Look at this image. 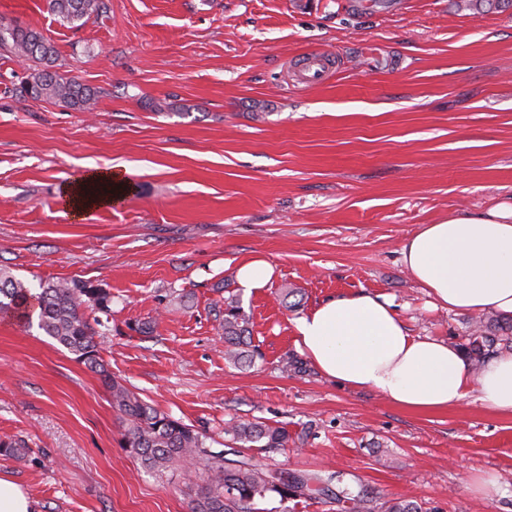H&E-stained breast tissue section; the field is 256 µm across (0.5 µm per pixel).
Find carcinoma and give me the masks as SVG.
Instances as JSON below:
<instances>
[{"label": "carcinoma", "instance_id": "1", "mask_svg": "<svg viewBox=\"0 0 512 512\" xmlns=\"http://www.w3.org/2000/svg\"><path fill=\"white\" fill-rule=\"evenodd\" d=\"M458 10H507L512 0H454ZM49 11L72 26L107 12L105 0H48ZM0 51L33 62L27 76L28 92L36 98L54 100L88 112L97 92L74 77L55 70L58 53L40 32L0 23ZM112 296L103 288L79 280H59L40 285L35 292L23 280L0 268V312L22 311L27 322L37 326L75 359L99 374L108 387L114 408L126 422L123 447L137 458L142 469L158 477L168 472L193 469L199 473L201 493L191 512H260L258 504L277 500H320L336 503L339 512H379L376 498L362 485L342 484L339 474L322 475L270 466L246 451L288 449L292 438L284 426L263 421L229 422L224 428V447L215 448L193 426L162 412L112 375L99 354L96 337L102 322L86 316V309L110 314ZM226 359L249 365L260 353L252 345L249 327L238 299H224ZM512 339V325L479 324L462 345L463 354L480 366L485 355L500 341Z\"/></svg>", "mask_w": 512, "mask_h": 512}]
</instances>
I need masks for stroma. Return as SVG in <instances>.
<instances>
[{
  "label": "stroma",
  "mask_w": 512,
  "mask_h": 512,
  "mask_svg": "<svg viewBox=\"0 0 512 512\" xmlns=\"http://www.w3.org/2000/svg\"><path fill=\"white\" fill-rule=\"evenodd\" d=\"M78 28L47 0H0V21L40 31L91 111L32 97L28 64L0 55V267L31 288L62 279L112 295L108 370L216 441L230 419L302 435L272 462L340 472L378 502L425 512H512V418L468 396L420 413L323 379L294 321L365 292L393 300L415 336L459 346L475 315L435 306L400 261L421 225L512 203V11L453 0H106ZM329 53L306 88L296 73ZM167 108L156 111L155 103ZM89 167L125 172L122 202L72 218L63 185ZM275 276L247 291L237 267ZM261 356L224 358L226 297ZM156 321L154 333L132 323ZM100 376L0 314V478L34 512H191L198 482L144 472ZM494 473L482 499L472 478ZM274 273L273 265L263 256L257 255L237 267L236 280L247 290L264 288Z\"/></svg>",
  "instance_id": "stroma-1"
}]
</instances>
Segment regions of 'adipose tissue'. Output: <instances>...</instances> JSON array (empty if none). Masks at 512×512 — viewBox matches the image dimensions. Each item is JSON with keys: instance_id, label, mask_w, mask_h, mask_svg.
I'll list each match as a JSON object with an SVG mask.
<instances>
[{"instance_id": "ef3b65f1", "label": "adipose tissue", "mask_w": 512, "mask_h": 512, "mask_svg": "<svg viewBox=\"0 0 512 512\" xmlns=\"http://www.w3.org/2000/svg\"><path fill=\"white\" fill-rule=\"evenodd\" d=\"M128 185L120 171L93 168L66 183L61 198L78 218L111 205L113 188ZM401 254L416 283L442 306L512 314V204L421 225ZM295 329L297 348L327 380L418 412L447 411L473 392L486 410L512 418V351L472 372L460 350L412 336L388 297L339 295L298 318Z\"/></svg>"}]
</instances>
